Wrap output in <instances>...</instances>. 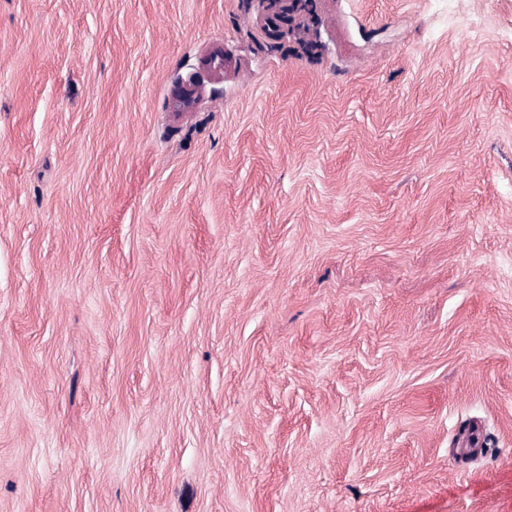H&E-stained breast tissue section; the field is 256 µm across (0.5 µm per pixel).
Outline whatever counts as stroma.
<instances>
[{
	"mask_svg": "<svg viewBox=\"0 0 512 512\" xmlns=\"http://www.w3.org/2000/svg\"><path fill=\"white\" fill-rule=\"evenodd\" d=\"M266 7L0 0V512H512V0ZM269 2L270 14L266 18L267 32L275 35L282 24L291 23L295 14L301 13L305 8V0H266Z\"/></svg>",
	"mask_w": 512,
	"mask_h": 512,
	"instance_id": "obj_1",
	"label": "stroma"
}]
</instances>
